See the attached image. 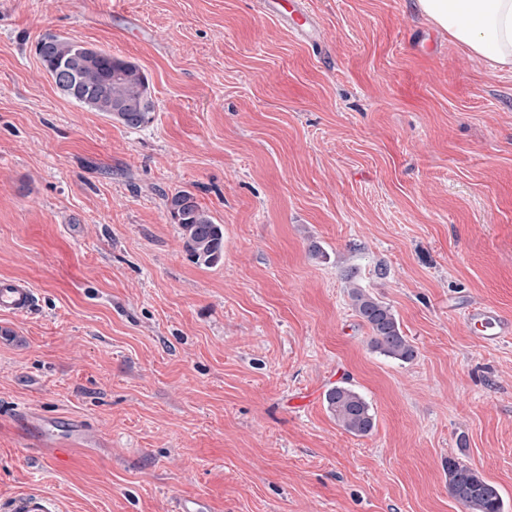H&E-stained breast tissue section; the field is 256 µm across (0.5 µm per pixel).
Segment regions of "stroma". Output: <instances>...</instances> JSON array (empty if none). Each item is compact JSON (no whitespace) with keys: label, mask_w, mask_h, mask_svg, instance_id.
Wrapping results in <instances>:
<instances>
[{"label":"stroma","mask_w":512,"mask_h":512,"mask_svg":"<svg viewBox=\"0 0 512 512\" xmlns=\"http://www.w3.org/2000/svg\"><path fill=\"white\" fill-rule=\"evenodd\" d=\"M308 42L257 0H0V500L65 512H458L457 460L512 512V73L415 0H305ZM71 38L137 62L156 110L131 129L64 97L34 48ZM224 227L206 268L165 195ZM388 304L417 355L371 347L344 278ZM370 403L342 430L326 391ZM101 443L51 467L22 407ZM35 289L25 281H0V312H8L17 318L27 316L35 306ZM464 319L486 345L498 344L512 335V319L487 303H474L464 311ZM328 410L344 431L354 436H366L375 427V414L365 398L353 388L336 385L325 394ZM3 512H63L60 501L41 491H29L0 503Z\"/></svg>","instance_id":"obj_1"}]
</instances>
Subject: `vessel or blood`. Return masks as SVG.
Listing matches in <instances>:
<instances>
[{"label":"vessel or blood","instance_id":"vessel-or-blood-1","mask_svg":"<svg viewBox=\"0 0 512 512\" xmlns=\"http://www.w3.org/2000/svg\"><path fill=\"white\" fill-rule=\"evenodd\" d=\"M264 13L289 22L298 35L314 30L316 21L302 0H260ZM34 288L25 281H0V312L15 317L27 316L35 306ZM466 322L477 330L480 340L487 345L500 343L512 336V318L501 314L487 303H474L464 312ZM19 435L24 447L41 448L50 463H58L70 450L97 443L98 436L81 419L65 416L61 420L49 419L32 408L21 409L17 415ZM0 512H63L60 501L40 491H29L0 502Z\"/></svg>","mask_w":512,"mask_h":512}]
</instances>
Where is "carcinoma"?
<instances>
[{"mask_svg":"<svg viewBox=\"0 0 512 512\" xmlns=\"http://www.w3.org/2000/svg\"><path fill=\"white\" fill-rule=\"evenodd\" d=\"M35 51L48 74L64 81L63 95L68 99L131 129L152 121L156 103L148 79L136 63L98 49L82 52L78 41L54 35L41 38ZM165 207L196 265L213 267L223 260L224 225L215 223L191 192L178 190L165 196ZM350 296L356 315L372 333L374 349L402 362L416 357L391 307L357 287ZM325 402L347 433L366 436L374 429L376 418L370 404L353 388L336 385L326 392ZM448 491L461 512H503L498 487L452 458L448 459Z\"/></svg>","mask_w":512,"mask_h":512,"instance_id":"cac0c4a2","label":"carcinoma"}]
</instances>
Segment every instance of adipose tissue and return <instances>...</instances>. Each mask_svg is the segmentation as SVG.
Returning a JSON list of instances; mask_svg holds the SVG:
<instances>
[{"label":"adipose tissue","mask_w":512,"mask_h":512,"mask_svg":"<svg viewBox=\"0 0 512 512\" xmlns=\"http://www.w3.org/2000/svg\"><path fill=\"white\" fill-rule=\"evenodd\" d=\"M449 39L495 70H512V0H416Z\"/></svg>","instance_id":"ef3b65f1"}]
</instances>
